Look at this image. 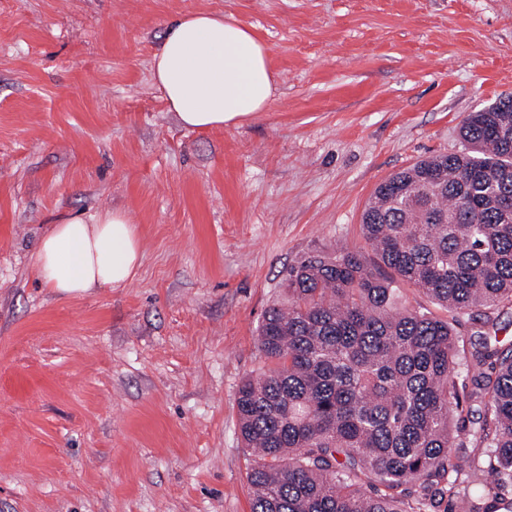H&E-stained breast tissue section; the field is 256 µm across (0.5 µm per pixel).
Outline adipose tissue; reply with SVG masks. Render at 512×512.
Returning a JSON list of instances; mask_svg holds the SVG:
<instances>
[{
	"mask_svg": "<svg viewBox=\"0 0 512 512\" xmlns=\"http://www.w3.org/2000/svg\"><path fill=\"white\" fill-rule=\"evenodd\" d=\"M151 73L170 111L191 130L232 126L265 111L274 77L268 49L249 26L221 14L175 18ZM141 241L124 211L105 209L53 224L32 256L36 277L61 297L125 287L140 265Z\"/></svg>",
	"mask_w": 512,
	"mask_h": 512,
	"instance_id": "ef3b65f1",
	"label": "adipose tissue"
}]
</instances>
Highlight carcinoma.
Here are the masks:
<instances>
[{"instance_id":"carcinoma-1","label":"carcinoma","mask_w":512,"mask_h":512,"mask_svg":"<svg viewBox=\"0 0 512 512\" xmlns=\"http://www.w3.org/2000/svg\"><path fill=\"white\" fill-rule=\"evenodd\" d=\"M464 151L403 169L363 214L371 249L300 258L258 329L271 367L237 389L256 451L251 512H512V344L458 317L512 307V97L472 112ZM452 313L408 306L396 280ZM466 361L470 386L458 385ZM472 447L467 462L454 449Z\"/></svg>"}]
</instances>
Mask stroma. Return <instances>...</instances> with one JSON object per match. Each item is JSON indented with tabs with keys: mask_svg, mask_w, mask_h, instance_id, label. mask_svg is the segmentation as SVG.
Wrapping results in <instances>:
<instances>
[{
	"mask_svg": "<svg viewBox=\"0 0 512 512\" xmlns=\"http://www.w3.org/2000/svg\"><path fill=\"white\" fill-rule=\"evenodd\" d=\"M198 11L269 52L265 112L182 127L151 76ZM512 96V0H0V512H251L240 381L284 270L361 248L376 186ZM124 209L142 264L60 298L62 217Z\"/></svg>",
	"mask_w": 512,
	"mask_h": 512,
	"instance_id": "stroma-1",
	"label": "stroma"
}]
</instances>
